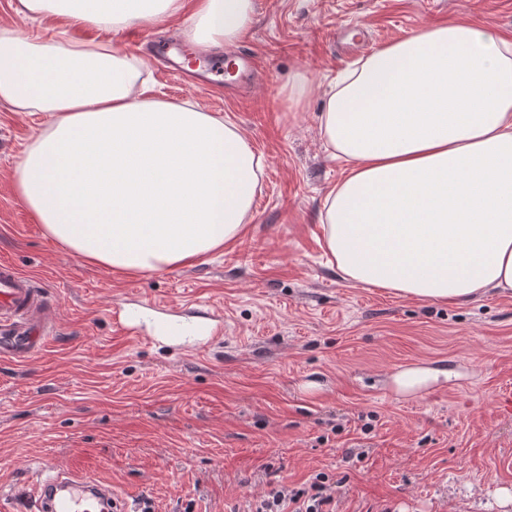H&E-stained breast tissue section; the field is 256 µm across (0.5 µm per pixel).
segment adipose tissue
<instances>
[{
  "mask_svg": "<svg viewBox=\"0 0 512 512\" xmlns=\"http://www.w3.org/2000/svg\"><path fill=\"white\" fill-rule=\"evenodd\" d=\"M17 0L44 39L0 26V103L46 112L15 187L76 256L143 275L191 264L242 234L264 159L233 122L155 98L148 63L75 29L181 19L189 44H234L254 0ZM322 137L348 170L325 199L324 247L343 277L403 297L463 304L512 292V39L463 20L373 51L327 92ZM397 370L414 397L456 379Z\"/></svg>",
  "mask_w": 512,
  "mask_h": 512,
  "instance_id": "adipose-tissue-1",
  "label": "adipose tissue"
}]
</instances>
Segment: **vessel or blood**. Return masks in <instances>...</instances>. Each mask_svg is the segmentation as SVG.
Segmentation results:
<instances>
[{"mask_svg": "<svg viewBox=\"0 0 512 512\" xmlns=\"http://www.w3.org/2000/svg\"><path fill=\"white\" fill-rule=\"evenodd\" d=\"M234 74L254 76L252 56L237 53L229 60H215L210 68L222 75L225 65ZM47 297L34 278L11 262L0 260V354L26 359L39 350L51 335L45 316ZM32 512H130L112 492L110 484L93 474L74 468L60 469L45 464L35 486Z\"/></svg>", "mask_w": 512, "mask_h": 512, "instance_id": "obj_1", "label": "vessel or blood"}]
</instances>
